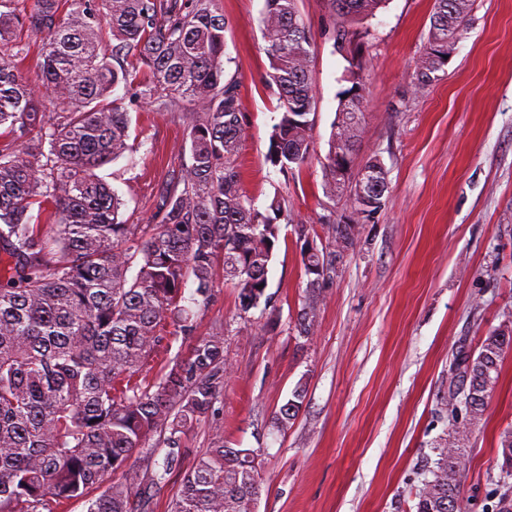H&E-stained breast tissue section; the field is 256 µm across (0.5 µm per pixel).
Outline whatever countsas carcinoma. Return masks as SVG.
<instances>
[{
	"label": "carcinoma",
	"mask_w": 512,
	"mask_h": 512,
	"mask_svg": "<svg viewBox=\"0 0 512 512\" xmlns=\"http://www.w3.org/2000/svg\"><path fill=\"white\" fill-rule=\"evenodd\" d=\"M298 0H265L261 19L268 84L278 90L279 122L267 162L284 173L310 157L316 91L311 36ZM342 22L372 17L385 0H329ZM471 0H433L427 41L414 73L423 92L448 63ZM224 14L217 0H30L0 10V136L24 146L0 150V512H56L87 499L86 512H151V490L181 476L170 512H254L260 493L257 453L214 445L183 468L182 435L213 411L224 392V333L197 335L210 303L216 264L239 289L245 312L269 306L267 268L285 216L274 198L262 212L239 188L236 158L244 134L238 81L224 70ZM39 38L40 81L19 70ZM341 26L336 47L350 54ZM178 114L188 159L172 174L148 224L121 218L123 200L95 170L130 149V118L114 93ZM362 87L342 93L324 169L327 192L351 190L350 223L334 241L350 243L353 223L385 204L386 171L377 158L357 170L364 197L339 168L356 151ZM48 151H43V147ZM302 264L308 297L299 334H312L316 290L334 270L312 252ZM195 284L185 297L188 282ZM188 345L171 353L172 344ZM512 329L460 353L448 378V412L481 419L499 377ZM158 368L154 377L145 373ZM303 391L281 406L286 427ZM156 434L162 460L130 463ZM502 473L512 477V428L500 437ZM458 449L438 459L418 494L417 512H462ZM118 473L120 478L110 479Z\"/></svg>",
	"instance_id": "1"
}]
</instances>
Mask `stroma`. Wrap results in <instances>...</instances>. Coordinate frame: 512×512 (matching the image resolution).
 Masks as SVG:
<instances>
[{
    "label": "stroma",
    "mask_w": 512,
    "mask_h": 512,
    "mask_svg": "<svg viewBox=\"0 0 512 512\" xmlns=\"http://www.w3.org/2000/svg\"><path fill=\"white\" fill-rule=\"evenodd\" d=\"M264 6L218 0L224 66L239 80L241 188L262 210L283 199L290 222L268 265L271 307L241 311L237 288L220 279L198 315V334L224 327V392L187 429L184 445L195 456L220 433L231 447L254 449L256 512H416L418 490L448 441L465 464L468 512H499L501 499L512 498L499 449L512 425V347L480 421L462 425L445 400L456 352L478 351L493 330L512 327V0H472L461 40L421 93L412 73L433 0H387L358 25L367 64L354 163L381 160L388 201L357 224L341 252L332 227L349 203L326 193L322 166L339 99L352 85L335 48L340 20L329 0H298L312 36L314 147L307 163L285 174L266 160L280 108L266 82ZM124 107L133 150L98 174L131 223L144 224L184 157V127L148 104ZM298 224L337 257L305 338L296 328L307 297ZM298 388L299 414L278 430L279 409Z\"/></svg>",
    "instance_id": "35a3bbf8"
}]
</instances>
